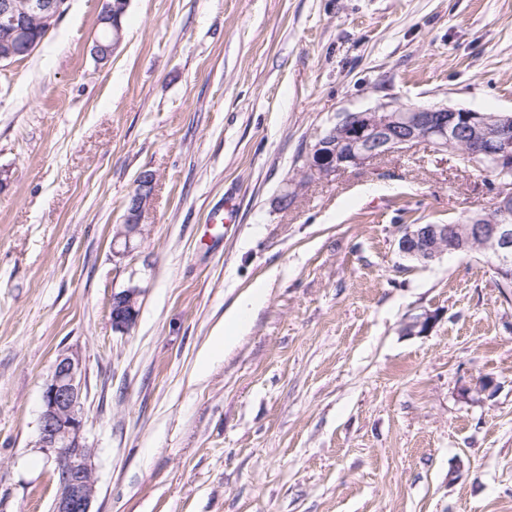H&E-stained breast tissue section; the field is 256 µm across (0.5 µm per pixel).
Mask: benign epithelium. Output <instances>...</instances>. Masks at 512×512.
Here are the masks:
<instances>
[{
	"instance_id": "obj_1",
	"label": "benign epithelium",
	"mask_w": 512,
	"mask_h": 512,
	"mask_svg": "<svg viewBox=\"0 0 512 512\" xmlns=\"http://www.w3.org/2000/svg\"><path fill=\"white\" fill-rule=\"evenodd\" d=\"M127 0H101L98 24L107 34L106 41H93L92 53L107 61L121 38V18ZM70 0H26L20 8L17 0H0V63L30 55L36 43L30 39L27 17L37 15L46 31L53 30L68 12ZM432 145L440 154H465L477 167L488 166L499 172L495 183L497 218L485 224L483 214L473 213L479 221L474 232L487 241L500 261L501 286L512 288V114L489 115L472 109L445 105H403L394 100L374 108L345 112L336 123L317 136L308 147L314 161L300 169L282 195L287 201L299 190V184L331 179L340 171L361 168L373 160L413 146ZM155 177L144 172L126 203L123 224L115 240L123 250L143 236L141 218L150 205ZM465 229L455 224H404L397 241L399 253L418 263H429L450 252L460 251L457 241L464 240ZM139 291L127 288L112 295V327L128 332L139 312ZM437 322V313L425 311L412 317L403 327L408 335L426 334ZM82 361L78 354L64 352L57 357L42 394L37 445L50 448L60 476L59 493L52 512H92L96 479L92 449L85 442Z\"/></svg>"
}]
</instances>
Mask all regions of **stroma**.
Here are the masks:
<instances>
[{
  "label": "stroma",
  "instance_id": "35a3bbf8",
  "mask_svg": "<svg viewBox=\"0 0 512 512\" xmlns=\"http://www.w3.org/2000/svg\"><path fill=\"white\" fill-rule=\"evenodd\" d=\"M100 9L71 0L0 65V512H52L36 441L65 351L93 512H512V291L484 255L397 248L400 225L489 210L491 184L422 142L280 204L341 113H512V0H129L105 62ZM145 171V235L115 254ZM254 288L246 333L198 368ZM138 297L137 288H127L112 295L110 317L115 330L129 332L135 325L139 312Z\"/></svg>",
  "mask_w": 512,
  "mask_h": 512
}]
</instances>
